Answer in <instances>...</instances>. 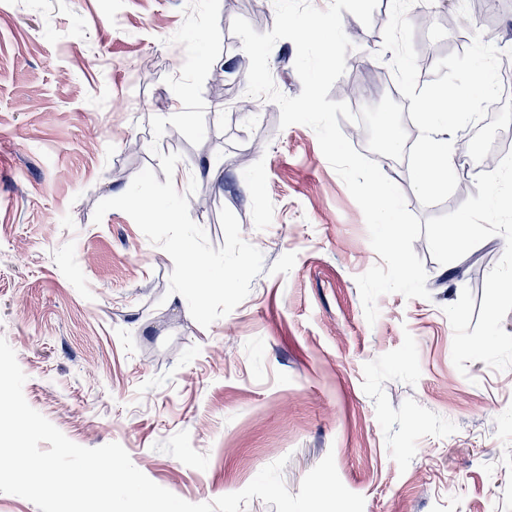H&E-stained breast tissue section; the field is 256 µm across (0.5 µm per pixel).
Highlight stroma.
I'll use <instances>...</instances> for the list:
<instances>
[{
    "label": "stroma",
    "instance_id": "obj_1",
    "mask_svg": "<svg viewBox=\"0 0 512 512\" xmlns=\"http://www.w3.org/2000/svg\"><path fill=\"white\" fill-rule=\"evenodd\" d=\"M186 0H0V337L27 376L28 404L67 438L116 442L151 481L191 503L243 490L285 460L298 494L333 455L364 512H512V368L459 372L443 312L463 289L475 303L505 250L495 235L450 265L426 238L429 298L379 297L368 323L356 276L381 259L363 212L321 152L314 130L280 127V109L246 99L250 66L235 18L272 30L273 0H220L221 89L204 84L206 135L152 117L176 109L169 76L185 54L170 38ZM456 0H416L415 44L434 59L464 52L474 31L450 26ZM389 0L372 25L343 13L353 48L328 98L354 104L346 82L388 96L396 81L383 48ZM296 47L269 58L276 88L299 95ZM176 153L179 192L213 247L221 209L263 254L247 298L210 327L169 293L170 256L126 213L94 224L96 205L123 194L159 153ZM376 161L408 209L427 219L477 195L459 180L423 206L404 162ZM196 180L195 193L186 183Z\"/></svg>",
    "mask_w": 512,
    "mask_h": 512
}]
</instances>
